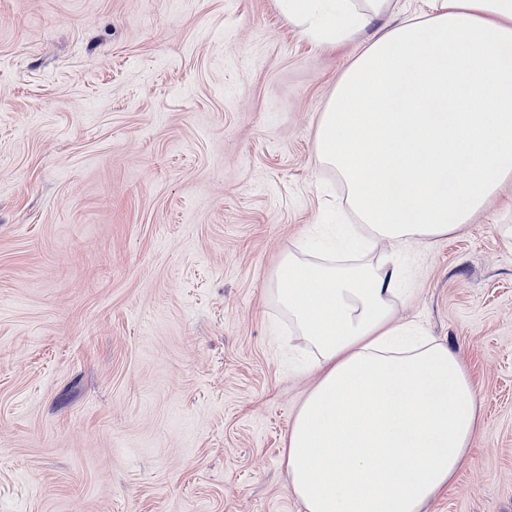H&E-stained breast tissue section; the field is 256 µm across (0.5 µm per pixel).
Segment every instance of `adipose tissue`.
I'll use <instances>...</instances> for the list:
<instances>
[{
	"instance_id": "obj_1",
	"label": "adipose tissue",
	"mask_w": 512,
	"mask_h": 512,
	"mask_svg": "<svg viewBox=\"0 0 512 512\" xmlns=\"http://www.w3.org/2000/svg\"><path fill=\"white\" fill-rule=\"evenodd\" d=\"M310 41L361 40L314 137L376 255L298 248L265 292L318 378L285 438L301 512H425L468 461L481 406L463 350L397 317L399 251L447 237L512 181V0H275ZM370 38H363L366 28Z\"/></svg>"
}]
</instances>
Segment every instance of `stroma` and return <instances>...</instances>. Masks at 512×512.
I'll list each match as a JSON object with an SVG mask.
<instances>
[{
  "label": "stroma",
  "instance_id": "obj_1",
  "mask_svg": "<svg viewBox=\"0 0 512 512\" xmlns=\"http://www.w3.org/2000/svg\"><path fill=\"white\" fill-rule=\"evenodd\" d=\"M351 42L275 0H0V512H300L313 377L263 292L350 217L315 129ZM497 200L404 256L402 320L483 406L426 512H512V245Z\"/></svg>",
  "mask_w": 512,
  "mask_h": 512
}]
</instances>
